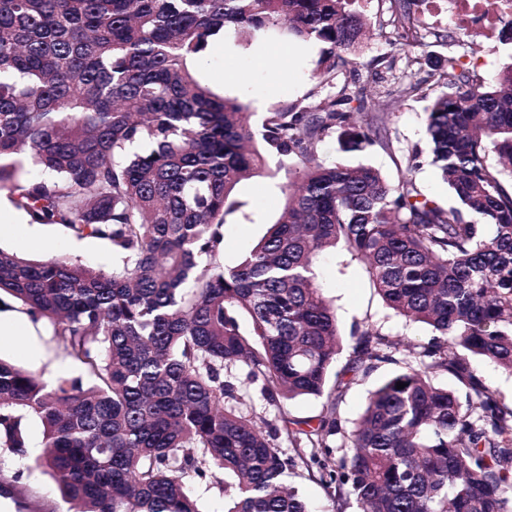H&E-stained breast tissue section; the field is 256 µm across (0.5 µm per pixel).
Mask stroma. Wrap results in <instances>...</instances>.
<instances>
[{
  "label": "stroma",
  "mask_w": 512,
  "mask_h": 512,
  "mask_svg": "<svg viewBox=\"0 0 512 512\" xmlns=\"http://www.w3.org/2000/svg\"><path fill=\"white\" fill-rule=\"evenodd\" d=\"M368 29L361 50L352 63L340 68L329 86L318 85L314 74L325 46L309 42L295 47L285 35L269 32L243 42L231 30L216 36L205 57L193 68L197 78L215 94L237 99L251 114L252 126H260L266 113L300 99L318 101L337 94L343 85H355L361 99L359 123L376 122L380 133L364 150H344L341 140L332 136L318 145V155L326 163L350 166L370 165L392 183L411 174L418 188L438 204L448 206L456 199L439 170L432 165L425 136L427 100L400 97L399 84L406 77L433 85L432 71L448 56L458 57L470 73L486 77L512 62V43L477 45L450 28L445 11H427L421 19L425 37L421 44L403 38L393 24L392 0H361ZM421 64L408 68L410 58ZM416 154L415 167H408L409 154ZM264 170L235 189L240 207L228 215L224 226V249L218 260L224 266L237 265L268 224L278 218L283 205V188L288 173L280 169L279 159L267 154ZM0 247L46 260L71 257L103 270H111L115 257L109 242L95 237L76 239L56 225L29 223L8 197L0 196ZM318 282L334 306L343 338V349L333 364L327 393L322 397L269 402L262 394L261 382L250 381L244 366L233 368L230 378L239 388L238 406L259 426L280 424L282 417L317 420L335 403L343 433L333 439L344 445L343 434L351 430L363 412L367 399L384 380L416 363L418 354L434 336L433 329L410 321L389 309L376 293L363 262L343 249L323 253L317 262ZM378 329L391 342L382 359L365 365L358 359L360 329ZM38 346L29 349L19 337L0 339V358L44 380L61 376L80 377L84 371L51 340L47 322L36 325ZM288 481L308 502L311 512H355V506L336 500L332 489L309 476L304 466L290 470ZM16 500L0 499V512H18L25 503L28 512H66L57 486L41 468L22 469L16 482Z\"/></svg>",
  "instance_id": "35a3bbf8"
}]
</instances>
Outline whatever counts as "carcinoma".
<instances>
[{
    "mask_svg": "<svg viewBox=\"0 0 512 512\" xmlns=\"http://www.w3.org/2000/svg\"><path fill=\"white\" fill-rule=\"evenodd\" d=\"M394 22L420 37L408 5ZM364 28L359 0H0V191L29 223L120 256L106 272L0 248V293L47 321L90 380L49 385L0 359V448L26 459L37 422L42 462L75 512H201L187 479L217 471L224 512H310L284 483L295 462L275 444L282 431L357 512H512V410L468 363L512 372V189L489 163L512 162V62L489 79L453 56L442 65L448 91L430 98L426 134L458 201L448 207L407 175L392 184L319 159L337 131L353 150L373 143L343 109L347 87L256 129L192 67L227 29L246 40L279 30L327 45L315 79L328 85ZM266 151L296 162L282 214L226 268L233 191ZM338 245L435 336L428 361L378 386L335 450V404L314 426L264 431L235 408L226 373L245 366L271 402L324 394L342 342L316 259ZM384 346L361 331L359 360ZM435 370L470 390L467 403L431 383Z\"/></svg>",
    "mask_w": 512,
    "mask_h": 512,
    "instance_id": "carcinoma-1",
    "label": "carcinoma"
}]
</instances>
